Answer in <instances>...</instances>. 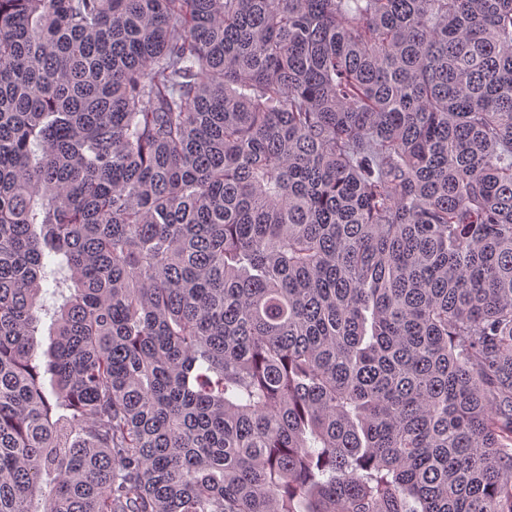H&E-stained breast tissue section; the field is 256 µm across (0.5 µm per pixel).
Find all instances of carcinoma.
<instances>
[{"label":"carcinoma","instance_id":"1","mask_svg":"<svg viewBox=\"0 0 512 512\" xmlns=\"http://www.w3.org/2000/svg\"><path fill=\"white\" fill-rule=\"evenodd\" d=\"M0 512H512V0H0Z\"/></svg>","mask_w":512,"mask_h":512}]
</instances>
